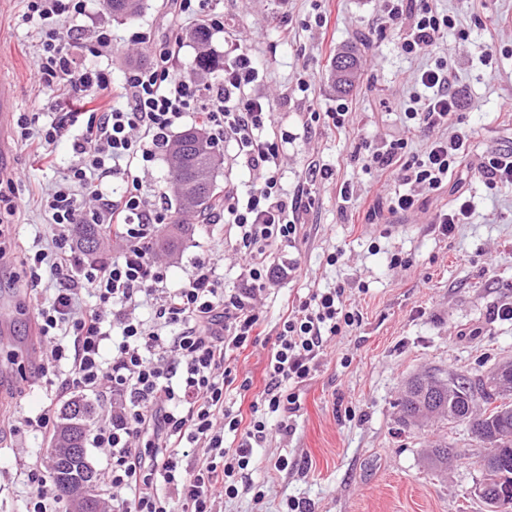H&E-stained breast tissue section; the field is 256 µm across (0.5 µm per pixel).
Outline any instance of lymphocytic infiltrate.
Returning <instances> with one entry per match:
<instances>
[{
    "instance_id": "1",
    "label": "lymphocytic infiltrate",
    "mask_w": 512,
    "mask_h": 512,
    "mask_svg": "<svg viewBox=\"0 0 512 512\" xmlns=\"http://www.w3.org/2000/svg\"><path fill=\"white\" fill-rule=\"evenodd\" d=\"M23 21H39L36 67L43 83L62 85L64 96L42 111L20 115L21 141L54 143L70 127L83 130L72 143L73 162L62 182L43 194L40 204L51 221L49 249L28 250L31 271L27 308L52 361L66 362L69 374L57 387L56 399L25 425L48 431L59 397L70 389L96 391L112 402L92 443L109 455L103 477L112 512H213L216 503L239 492L262 504L265 494L248 480L255 448L270 433L268 415L285 414L280 435H290L288 415L300 408L298 391L316 371L328 342L360 326V313L347 301L344 287L313 291L292 302L280 318L266 368L267 384L251 404L250 422L226 406L227 391H249L251 377L231 365L233 352L256 344L258 302L270 283L297 276L298 266L269 264L268 247L295 243L303 221L304 200L328 181V167L308 166L293 192L281 182L282 155L270 101L245 95L258 75L251 54L235 49L222 74L206 81L178 75V50L156 51L145 68L128 72L122 85L123 106L100 110L97 98L112 86V71L98 66L112 53V26L70 29L86 13L87 0H24ZM409 19L399 33V47L412 55L432 51L454 15L432 9L428 0H383L381 21L395 25ZM454 67L436 61L419 82L405 116L412 130H440L422 156L409 155L408 133L383 145L362 142L353 157L364 168L397 174L403 189L388 193L389 212L407 214L419 208L424 194L439 191L462 167L468 134L451 130L459 109L452 91ZM79 111H69V104ZM201 114L214 146L235 142L236 166L252 172L255 185L246 193H224L221 215L233 229L244 258L237 288H219L220 253L194 262L179 287L167 285V270L154 252L167 222L156 197L132 185L119 195L104 189L107 179L128 180L132 163L149 170L169 144L172 128L187 115ZM107 225L120 245L118 255L86 259L74 234L77 225ZM54 286L43 292L41 269ZM96 302L84 305L82 291ZM148 303L150 320L132 316ZM120 325L113 340L108 317ZM111 358H104V348ZM238 435L236 447L225 446L226 433ZM204 457L190 468L186 462Z\"/></svg>"
}]
</instances>
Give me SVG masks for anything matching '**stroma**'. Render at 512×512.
<instances>
[{
    "instance_id": "1",
    "label": "stroma",
    "mask_w": 512,
    "mask_h": 512,
    "mask_svg": "<svg viewBox=\"0 0 512 512\" xmlns=\"http://www.w3.org/2000/svg\"><path fill=\"white\" fill-rule=\"evenodd\" d=\"M433 9L455 15L433 53L405 55L394 37L377 27L379 0H211L209 7L223 21L210 42L221 54L238 44L251 52L259 76L246 95L264 97L274 105V128L288 136L283 144L282 184L294 190L309 163L328 166L333 176L316 191L294 247L272 249L273 265L298 262L300 274L273 285L263 299L256 345L236 358L239 370L250 373L253 389L246 395L226 394L225 402L248 408L264 387V369L280 317L295 297L337 285L349 290L362 316L351 334L328 344L312 380L301 389V409L293 416L294 431L277 433L279 415L268 418L272 433L255 451L254 482L265 491L266 512H284L288 499L306 502L309 512H487L476 492L481 474L476 465L483 446L464 425L445 421L418 426L404 422L397 401L407 379L433 370L481 375L499 362L512 360V320L497 310L512 305V189L494 192L479 178L477 165L489 150L512 148V115L502 112L512 101V0H429ZM22 0H0V83L13 89L16 109L41 111L61 97L58 86L43 84L34 65L36 32L20 21ZM330 15L329 27L320 18ZM108 21L116 39L109 59L114 84H122L131 64L149 65L154 47L180 40L181 75L199 77L198 49L191 34L200 17L177 15L171 0H143L131 20L113 18L100 0H90L78 23L84 28ZM148 36L131 45L132 33ZM490 48L494 68H486L479 51ZM358 54L357 79L350 92L336 88L331 66L347 50ZM452 60L453 85L461 101L458 118L469 131L468 155L458 176L472 195L471 223L443 236L434 216L453 198L452 188L430 195L404 217L379 204V221L363 220L367 193L381 185L401 189L395 175L364 170L353 160L362 140L383 144L401 133L404 112L422 93L420 73L438 58ZM349 111L345 127L315 126L305 131L307 112ZM52 144L55 168L42 166L36 145H23L7 131L0 153V174L12 176L14 192L25 209L0 222L15 224L26 246L47 248L48 218L40 207L45 189L62 179L70 165L72 140ZM353 195L342 200L341 184ZM212 252L224 255L220 286L238 283L241 260L229 227L208 220L193 221L177 248L159 249L167 266V285L179 287L196 259ZM408 266H391L392 254ZM27 273L15 261L0 262V308L7 310L0 334V413L33 417L54 397L55 384L68 374L66 364L41 375L32 318L18 314L27 299ZM49 436L19 426L0 438V512H25L31 468L47 470ZM454 446L457 460L447 469H429L424 453L434 443ZM294 460L292 470L277 473L278 456Z\"/></svg>"
}]
</instances>
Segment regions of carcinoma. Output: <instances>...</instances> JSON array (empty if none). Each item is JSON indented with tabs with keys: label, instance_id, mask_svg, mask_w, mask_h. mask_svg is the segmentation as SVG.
I'll return each instance as SVG.
<instances>
[{
	"label": "carcinoma",
	"instance_id": "carcinoma-1",
	"mask_svg": "<svg viewBox=\"0 0 512 512\" xmlns=\"http://www.w3.org/2000/svg\"><path fill=\"white\" fill-rule=\"evenodd\" d=\"M112 16L120 20L132 19L140 13L141 0H109ZM347 65L338 71L339 88L345 90L352 86L357 67V59L351 53H345ZM200 70L212 72L224 68V60L212 51H203L197 57ZM184 180L191 181L200 169L209 172L212 188L204 190L198 198L188 201L182 186H176L178 212L174 218L172 230L164 243L172 249L181 239L184 224L180 216L191 214L202 221L207 220L214 207L221 201V187L217 183L216 173L220 169V160L211 148L203 151H189L183 155ZM106 234L102 224L78 225L80 247L88 253L95 252L100 240ZM507 382L508 392L496 397L485 392L476 394L475 386L482 382L480 376H465L450 373L432 377L443 382V387L433 389L425 387L419 377L412 378L398 401L403 418L416 419L421 409L428 410L434 418H451V422L463 424L471 434L486 447V452L476 461L481 472V488L484 493L497 492L512 499V361L496 367ZM91 407L80 397H72L63 406L61 422L56 434L50 441V449L66 454L68 448H84L89 432L88 419ZM453 449L447 447L431 448L426 453V461L432 469L448 464ZM84 462L75 463L61 460L50 468V478L61 494H66V483L79 473Z\"/></svg>",
	"mask_w": 512,
	"mask_h": 512
}]
</instances>
